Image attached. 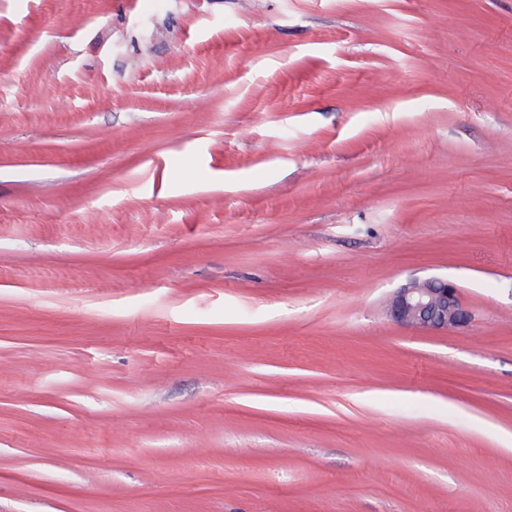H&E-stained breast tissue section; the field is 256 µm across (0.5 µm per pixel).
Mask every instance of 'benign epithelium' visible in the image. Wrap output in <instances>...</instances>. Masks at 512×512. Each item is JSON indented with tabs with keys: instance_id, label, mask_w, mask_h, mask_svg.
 <instances>
[{
	"instance_id": "obj_1",
	"label": "benign epithelium",
	"mask_w": 512,
	"mask_h": 512,
	"mask_svg": "<svg viewBox=\"0 0 512 512\" xmlns=\"http://www.w3.org/2000/svg\"><path fill=\"white\" fill-rule=\"evenodd\" d=\"M388 312L397 322L428 331L462 328L469 321L457 287L444 278L409 281L393 294Z\"/></svg>"
}]
</instances>
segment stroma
Returning <instances> with one entry per match:
<instances>
[{"mask_svg": "<svg viewBox=\"0 0 512 512\" xmlns=\"http://www.w3.org/2000/svg\"><path fill=\"white\" fill-rule=\"evenodd\" d=\"M0 512H512V0H0ZM388 312L397 322L428 331L462 328L469 321L457 287L444 278L409 281L393 294Z\"/></svg>", "mask_w": 512, "mask_h": 512, "instance_id": "obj_1", "label": "stroma"}]
</instances>
